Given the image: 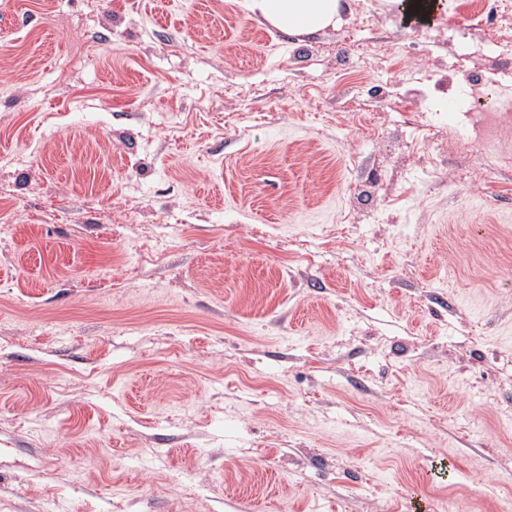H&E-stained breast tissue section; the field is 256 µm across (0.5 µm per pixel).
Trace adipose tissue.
Listing matches in <instances>:
<instances>
[{"label":"adipose tissue","instance_id":"obj_1","mask_svg":"<svg viewBox=\"0 0 512 512\" xmlns=\"http://www.w3.org/2000/svg\"><path fill=\"white\" fill-rule=\"evenodd\" d=\"M246 11L261 16L284 33L312 35L335 25L341 0H241Z\"/></svg>","mask_w":512,"mask_h":512}]
</instances>
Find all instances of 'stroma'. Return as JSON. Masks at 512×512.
Listing matches in <instances>:
<instances>
[{
    "label": "stroma",
    "mask_w": 512,
    "mask_h": 512,
    "mask_svg": "<svg viewBox=\"0 0 512 512\" xmlns=\"http://www.w3.org/2000/svg\"><path fill=\"white\" fill-rule=\"evenodd\" d=\"M512 11L0 0V512H500ZM241 6L261 16L280 32L312 35L335 25L341 0H241Z\"/></svg>",
    "instance_id": "1"
}]
</instances>
